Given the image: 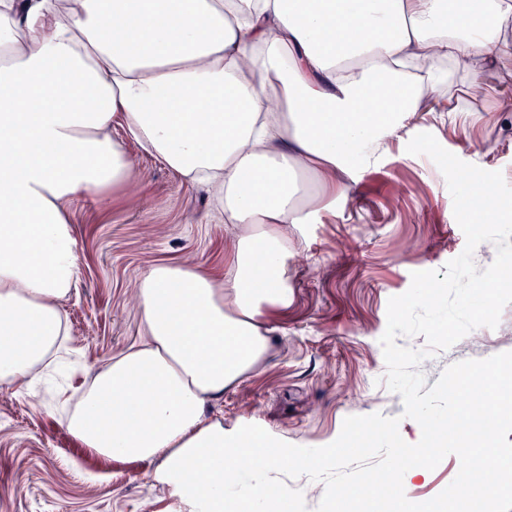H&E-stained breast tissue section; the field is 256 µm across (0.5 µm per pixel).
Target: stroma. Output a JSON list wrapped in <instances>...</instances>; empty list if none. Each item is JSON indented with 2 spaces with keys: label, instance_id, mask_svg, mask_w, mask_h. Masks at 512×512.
<instances>
[{
  "label": "stroma",
  "instance_id": "35a3bbf8",
  "mask_svg": "<svg viewBox=\"0 0 512 512\" xmlns=\"http://www.w3.org/2000/svg\"><path fill=\"white\" fill-rule=\"evenodd\" d=\"M469 76L454 72L447 104H432L402 131L378 164L348 184L351 203L320 211L292 236L288 260L293 302L272 313L277 342L263 368L205 409L232 429L249 417L289 447H321L340 434L350 415L400 417L404 440L418 439L416 421L384 382L380 338L387 304L405 293L417 271L440 270L465 248L451 220L446 180L427 156L406 143L421 132L462 161L501 172L512 185V112L498 109L501 84L489 79L476 100ZM134 162L120 187L86 191L67 207L78 256L75 284L61 303L67 316V352L79 367L71 389L81 388L104 364L144 339L138 286L162 263L204 265L224 272L235 243L222 204L146 153L122 118L112 123ZM61 394L0 386V512H170L154 465L99 456L75 438L57 411ZM457 455H447L427 480L406 489L425 502L456 477Z\"/></svg>",
  "mask_w": 512,
  "mask_h": 512
}]
</instances>
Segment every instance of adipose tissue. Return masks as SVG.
<instances>
[{"mask_svg":"<svg viewBox=\"0 0 512 512\" xmlns=\"http://www.w3.org/2000/svg\"><path fill=\"white\" fill-rule=\"evenodd\" d=\"M512 80V0H0V384L31 385L67 333L77 254L65 205L125 184L122 117L148 153L205 182L237 225L223 276L160 264L138 289L144 341L106 363L68 431L118 460L155 462L177 512H271L286 448L207 404L259 371L274 310L293 299L290 227L346 199L443 64Z\"/></svg>","mask_w":512,"mask_h":512,"instance_id":"obj_1","label":"adipose tissue"}]
</instances>
